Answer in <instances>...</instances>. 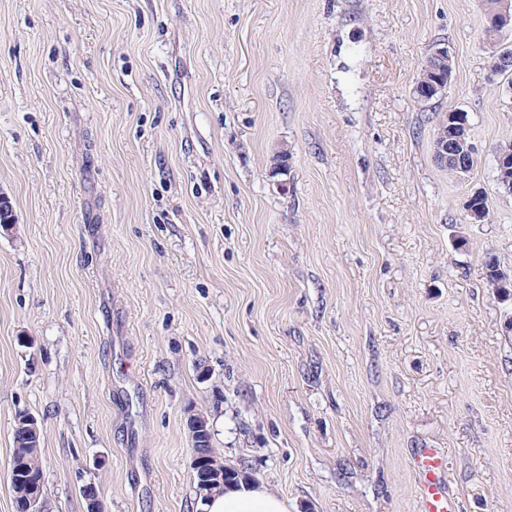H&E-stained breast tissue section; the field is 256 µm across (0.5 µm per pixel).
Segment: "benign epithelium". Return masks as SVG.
<instances>
[{
  "label": "benign epithelium",
  "mask_w": 512,
  "mask_h": 512,
  "mask_svg": "<svg viewBox=\"0 0 512 512\" xmlns=\"http://www.w3.org/2000/svg\"><path fill=\"white\" fill-rule=\"evenodd\" d=\"M485 28L493 30L497 36L508 28H512V0H497L494 11L486 14ZM499 39L489 42L493 47L489 64V77L495 79L504 69L512 68V57L507 52L497 48ZM447 88V82L426 85L414 84L412 92L415 98L424 100L434 94H442ZM448 136L438 137L436 140L434 157L443 167L460 179H466L473 170V163L477 162L479 147L470 134V123L465 111L450 108L447 112ZM497 163L496 186L501 194H512V153L498 147L495 150ZM489 204L488 196L479 190L469 194L463 209L470 224L484 223V213ZM488 286L499 302L504 297L512 299V272L498 269L494 278L488 281Z\"/></svg>",
  "instance_id": "benign-epithelium-1"
}]
</instances>
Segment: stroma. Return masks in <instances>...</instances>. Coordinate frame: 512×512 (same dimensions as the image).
<instances>
[{"instance_id":"35a3bbf8","label":"stroma","mask_w":512,"mask_h":512,"mask_svg":"<svg viewBox=\"0 0 512 512\" xmlns=\"http://www.w3.org/2000/svg\"><path fill=\"white\" fill-rule=\"evenodd\" d=\"M483 0H0V512H195L191 416L289 512H512V270ZM448 45L438 103L412 93ZM469 116L468 180L434 159ZM288 171L279 174L280 151ZM476 189L487 222L467 223ZM30 413L19 411L15 414L13 429V451L10 465L13 470L12 489L15 494L17 512L24 511V503L39 488L42 467L39 457L41 431L28 420ZM419 475L416 497L419 512H459L455 498L448 495L445 462L438 448H424L415 461Z\"/></svg>"}]
</instances>
